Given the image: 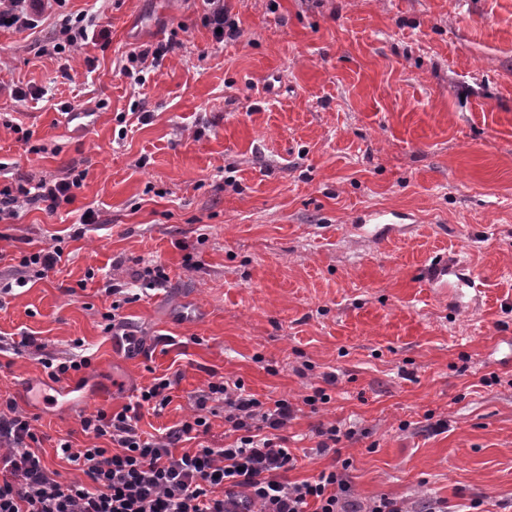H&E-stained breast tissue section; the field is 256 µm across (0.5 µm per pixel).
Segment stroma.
I'll return each mask as SVG.
<instances>
[{
  "label": "stroma",
  "mask_w": 512,
  "mask_h": 512,
  "mask_svg": "<svg viewBox=\"0 0 512 512\" xmlns=\"http://www.w3.org/2000/svg\"><path fill=\"white\" fill-rule=\"evenodd\" d=\"M224 2L240 33L221 42L199 0H70L109 37L69 58L40 52L54 16L0 28V189L88 172L56 212L0 221V339L41 343L0 354V399L39 414L70 481L55 448L94 446L84 414L174 376L138 423L160 437L209 382L238 380L297 406L290 480L342 456L362 505L512 512V0ZM170 39L143 83L123 74L132 48ZM55 244L53 270L19 265ZM441 258L444 288L426 276ZM155 265L152 290L139 271ZM115 302L148 355L113 346ZM74 352L91 365L70 395L26 394L54 386L43 359ZM330 372V402L305 404ZM322 422L354 428L340 454L317 453Z\"/></svg>",
  "instance_id": "obj_1"
}]
</instances>
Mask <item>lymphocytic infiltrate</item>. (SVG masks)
I'll return each mask as SVG.
<instances>
[{
	"mask_svg": "<svg viewBox=\"0 0 512 512\" xmlns=\"http://www.w3.org/2000/svg\"><path fill=\"white\" fill-rule=\"evenodd\" d=\"M66 2L0 0V28H28L44 12H53L61 38L50 52L72 55L89 37L104 36L106 28L97 14L68 12ZM85 177V171L74 170L59 180L39 179L30 188L0 190V220L13 217L23 203L56 210L72 201ZM174 384L166 376L155 378L120 411L100 408L82 416L83 431L109 445L60 444L63 459L83 472L81 482L63 480L50 469L32 417L6 399L0 404V512H403L386 497L359 508L349 497L346 458L313 478L289 480L298 457L284 431L296 412L294 403L285 398L264 403L238 380L209 382L196 412L178 429L156 440L142 438V409L161 414ZM216 400L224 405L225 425L237 434L233 444L175 454L179 442L208 433L205 409Z\"/></svg>",
	"mask_w": 512,
	"mask_h": 512,
	"instance_id": "lymphocytic-infiltrate-1",
	"label": "lymphocytic infiltrate"
}]
</instances>
